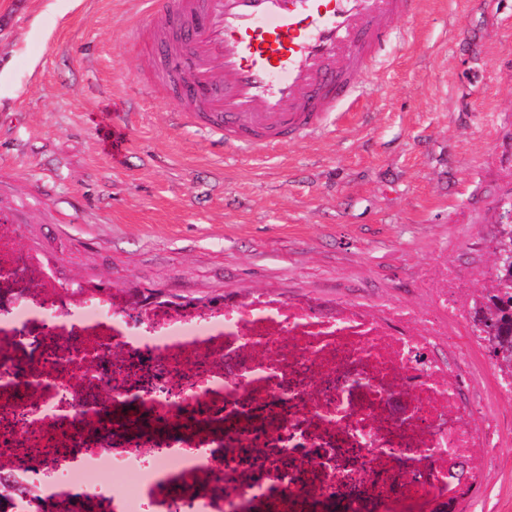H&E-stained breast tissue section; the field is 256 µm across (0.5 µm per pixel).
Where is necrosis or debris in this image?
I'll return each instance as SVG.
<instances>
[{
	"mask_svg": "<svg viewBox=\"0 0 512 512\" xmlns=\"http://www.w3.org/2000/svg\"><path fill=\"white\" fill-rule=\"evenodd\" d=\"M17 238L0 224V512H433L488 466L490 399L450 375L480 331L447 269L422 312L264 292L126 306L64 293Z\"/></svg>",
	"mask_w": 512,
	"mask_h": 512,
	"instance_id": "necrosis-or-debris-1",
	"label": "necrosis or debris"
}]
</instances>
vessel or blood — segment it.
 <instances>
[{
  "label": "vessel or blood",
  "mask_w": 512,
  "mask_h": 512,
  "mask_svg": "<svg viewBox=\"0 0 512 512\" xmlns=\"http://www.w3.org/2000/svg\"><path fill=\"white\" fill-rule=\"evenodd\" d=\"M420 0H144L139 83L227 147L279 150L322 132Z\"/></svg>",
  "instance_id": "1"
}]
</instances>
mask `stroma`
Masks as SVG:
<instances>
[{"label": "stroma", "mask_w": 512, "mask_h": 512, "mask_svg": "<svg viewBox=\"0 0 512 512\" xmlns=\"http://www.w3.org/2000/svg\"><path fill=\"white\" fill-rule=\"evenodd\" d=\"M0 0V205L62 282L178 296L272 292L425 310L440 263L460 307L490 285L512 198V0H423L378 88L318 139L224 153L139 87V0ZM475 501L512 512V395Z\"/></svg>", "instance_id": "35a3bbf8"}]
</instances>
